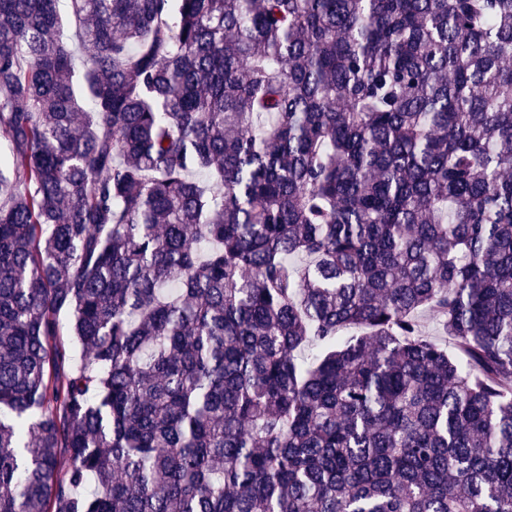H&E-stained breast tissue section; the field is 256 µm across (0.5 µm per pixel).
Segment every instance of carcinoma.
<instances>
[{"label": "carcinoma", "mask_w": 512, "mask_h": 512, "mask_svg": "<svg viewBox=\"0 0 512 512\" xmlns=\"http://www.w3.org/2000/svg\"><path fill=\"white\" fill-rule=\"evenodd\" d=\"M0 136V512H512V0H0Z\"/></svg>", "instance_id": "1"}]
</instances>
